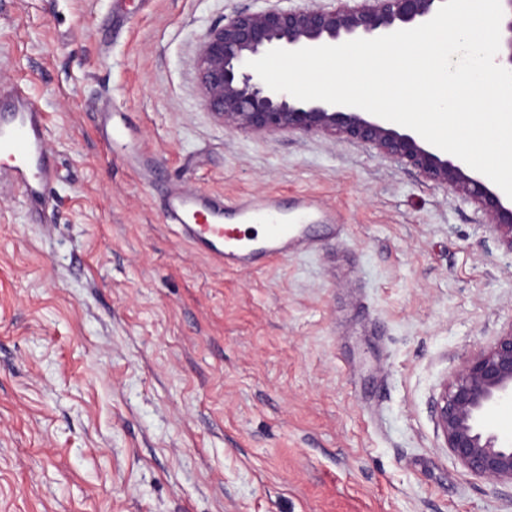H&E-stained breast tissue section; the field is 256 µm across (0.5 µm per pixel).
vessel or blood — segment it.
Returning a JSON list of instances; mask_svg holds the SVG:
<instances>
[{
    "mask_svg": "<svg viewBox=\"0 0 512 512\" xmlns=\"http://www.w3.org/2000/svg\"><path fill=\"white\" fill-rule=\"evenodd\" d=\"M47 131V116L25 86L0 93V181L9 182L33 210L45 207L55 172ZM324 218L321 202L310 197L299 198L290 212L274 197L226 202L204 192H177L167 202L169 223L228 271L259 270L272 259L313 249L310 228Z\"/></svg>",
    "mask_w": 512,
    "mask_h": 512,
    "instance_id": "vessel-or-blood-1",
    "label": "vessel or blood"
}]
</instances>
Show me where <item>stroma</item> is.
Listing matches in <instances>:
<instances>
[{"mask_svg":"<svg viewBox=\"0 0 512 512\" xmlns=\"http://www.w3.org/2000/svg\"><path fill=\"white\" fill-rule=\"evenodd\" d=\"M113 2L0 0V88L56 157L45 215L0 187V512H512L434 409L512 326L484 213L368 144L207 111L199 39L269 0H123L117 31ZM171 188L308 195L337 226L227 271L169 224Z\"/></svg>","mask_w":512,"mask_h":512,"instance_id":"obj_1","label":"stroma"}]
</instances>
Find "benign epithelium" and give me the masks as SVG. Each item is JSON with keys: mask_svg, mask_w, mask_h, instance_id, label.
I'll return each instance as SVG.
<instances>
[{"mask_svg": "<svg viewBox=\"0 0 512 512\" xmlns=\"http://www.w3.org/2000/svg\"><path fill=\"white\" fill-rule=\"evenodd\" d=\"M443 0H355V4L295 10L270 7L242 10L210 27L197 47L203 105L224 126L256 133L279 131L338 133L369 144L419 170L473 202L512 250V198L442 156L416 134L401 132L384 119L351 106L300 101L271 90L250 60L275 48L337 45L352 38L372 39L429 21ZM499 64L512 69V0H501ZM512 400V326L489 346L469 356L442 386L436 413L445 447L472 473L512 483V442L485 423L500 402Z\"/></svg>", "mask_w": 512, "mask_h": 512, "instance_id": "benign-epithelium-1", "label": "benign epithelium"}]
</instances>
